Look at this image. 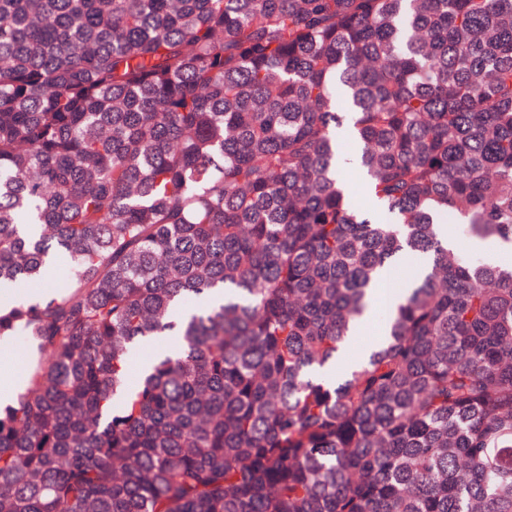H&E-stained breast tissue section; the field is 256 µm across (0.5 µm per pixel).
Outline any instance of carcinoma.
Here are the masks:
<instances>
[{"instance_id": "carcinoma-1", "label": "carcinoma", "mask_w": 512, "mask_h": 512, "mask_svg": "<svg viewBox=\"0 0 512 512\" xmlns=\"http://www.w3.org/2000/svg\"><path fill=\"white\" fill-rule=\"evenodd\" d=\"M450 222L512 249V0H0V512H512V265ZM24 339L19 336L0 344V374L9 371L18 378L25 363Z\"/></svg>"}]
</instances>
